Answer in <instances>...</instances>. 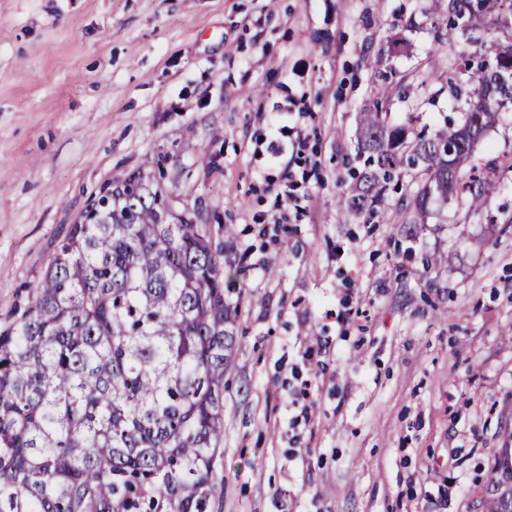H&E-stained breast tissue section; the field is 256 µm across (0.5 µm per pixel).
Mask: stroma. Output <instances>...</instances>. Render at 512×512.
<instances>
[{"label":"stroma","instance_id":"35a3bbf8","mask_svg":"<svg viewBox=\"0 0 512 512\" xmlns=\"http://www.w3.org/2000/svg\"><path fill=\"white\" fill-rule=\"evenodd\" d=\"M448 0H0V327L113 178L155 175L243 267L210 512H487L512 448V172L481 212L404 173L338 201L365 109L435 135L461 52L512 38ZM307 147L293 153L296 135ZM209 155L202 164L201 155ZM512 156V109L475 145ZM290 184L297 205L277 200ZM347 309L361 318L338 321ZM311 381L309 423L291 401Z\"/></svg>","mask_w":512,"mask_h":512}]
</instances>
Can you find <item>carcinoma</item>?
<instances>
[{"label": "carcinoma", "mask_w": 512, "mask_h": 512, "mask_svg": "<svg viewBox=\"0 0 512 512\" xmlns=\"http://www.w3.org/2000/svg\"><path fill=\"white\" fill-rule=\"evenodd\" d=\"M507 10L448 0L446 40ZM444 87L461 121L408 149L383 108L364 114L359 150L375 170L340 198L346 210L383 203L407 168L429 174L410 193L416 217L436 192L484 204L485 182L460 165L512 106V43L479 62L459 53ZM238 273L230 246L213 248L209 225L175 214L145 172L112 180L0 330V512H209ZM491 473L489 512H512V454Z\"/></svg>", "instance_id": "cac0c4a2"}]
</instances>
